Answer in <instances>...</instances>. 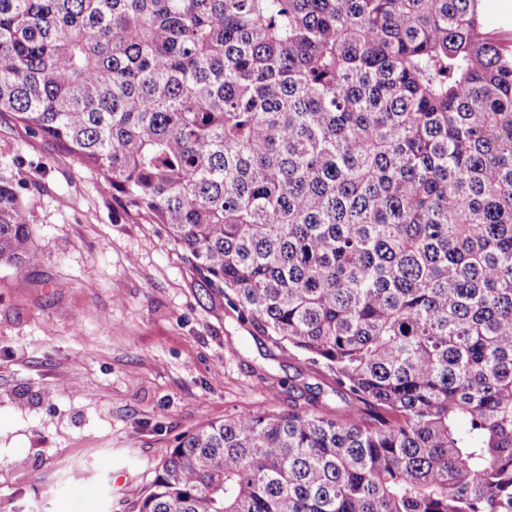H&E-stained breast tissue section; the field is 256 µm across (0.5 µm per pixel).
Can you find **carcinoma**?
Segmentation results:
<instances>
[{
	"label": "carcinoma",
	"mask_w": 512,
	"mask_h": 512,
	"mask_svg": "<svg viewBox=\"0 0 512 512\" xmlns=\"http://www.w3.org/2000/svg\"><path fill=\"white\" fill-rule=\"evenodd\" d=\"M481 0H0V113L345 407L200 424L139 512H512V37ZM0 174V265L34 259Z\"/></svg>",
	"instance_id": "obj_1"
}]
</instances>
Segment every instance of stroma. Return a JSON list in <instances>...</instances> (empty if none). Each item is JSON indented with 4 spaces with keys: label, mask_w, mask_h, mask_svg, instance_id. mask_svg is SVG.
I'll return each instance as SVG.
<instances>
[{
    "label": "stroma",
    "mask_w": 512,
    "mask_h": 512,
    "mask_svg": "<svg viewBox=\"0 0 512 512\" xmlns=\"http://www.w3.org/2000/svg\"><path fill=\"white\" fill-rule=\"evenodd\" d=\"M0 172L39 249L0 268V512H138L179 436L327 385L207 292L165 225L8 113Z\"/></svg>",
    "instance_id": "1"
}]
</instances>
